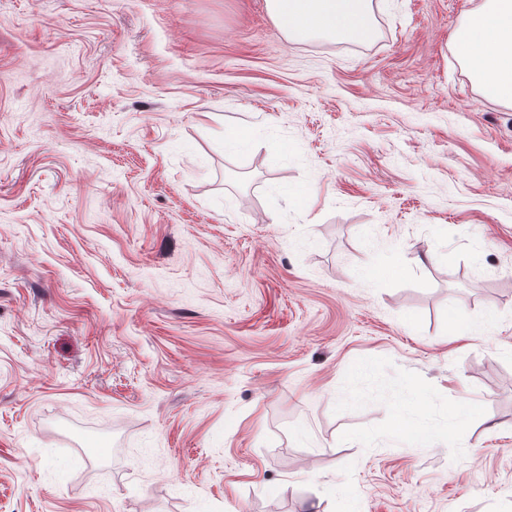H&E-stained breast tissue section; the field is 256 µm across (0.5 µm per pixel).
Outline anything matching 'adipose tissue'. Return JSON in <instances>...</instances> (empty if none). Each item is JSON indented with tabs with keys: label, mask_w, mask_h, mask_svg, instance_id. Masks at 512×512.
<instances>
[{
	"label": "adipose tissue",
	"mask_w": 512,
	"mask_h": 512,
	"mask_svg": "<svg viewBox=\"0 0 512 512\" xmlns=\"http://www.w3.org/2000/svg\"><path fill=\"white\" fill-rule=\"evenodd\" d=\"M267 9L290 38L362 42L373 34L372 0H267ZM456 45L483 95L512 103V0H486L459 30Z\"/></svg>",
	"instance_id": "adipose-tissue-1"
}]
</instances>
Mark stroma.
<instances>
[{
  "label": "stroma",
  "mask_w": 512,
  "mask_h": 512,
  "mask_svg": "<svg viewBox=\"0 0 512 512\" xmlns=\"http://www.w3.org/2000/svg\"><path fill=\"white\" fill-rule=\"evenodd\" d=\"M373 2L0 0V512H512V104ZM274 25L288 38L322 35L362 42L373 34L372 0H267Z\"/></svg>",
  "instance_id": "35a3bbf8"
}]
</instances>
